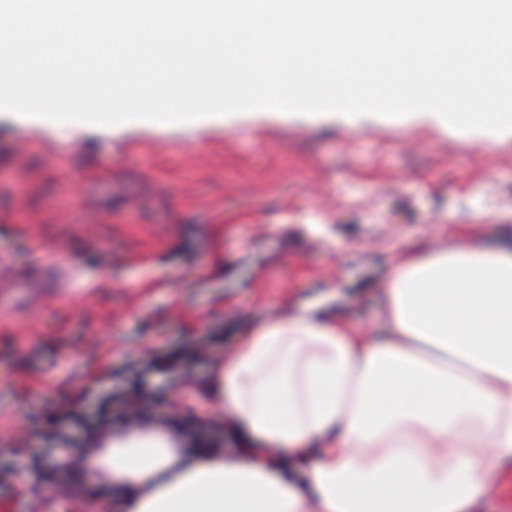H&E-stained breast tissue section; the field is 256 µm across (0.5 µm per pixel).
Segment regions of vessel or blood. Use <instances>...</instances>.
Returning a JSON list of instances; mask_svg holds the SVG:
<instances>
[{
  "instance_id": "b4317fda",
  "label": "vessel or blood",
  "mask_w": 512,
  "mask_h": 512,
  "mask_svg": "<svg viewBox=\"0 0 512 512\" xmlns=\"http://www.w3.org/2000/svg\"><path fill=\"white\" fill-rule=\"evenodd\" d=\"M67 279L61 261L36 259L24 275L10 278L8 288L0 289V320L60 295Z\"/></svg>"
}]
</instances>
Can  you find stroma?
<instances>
[{
	"mask_svg": "<svg viewBox=\"0 0 512 512\" xmlns=\"http://www.w3.org/2000/svg\"><path fill=\"white\" fill-rule=\"evenodd\" d=\"M512 241V131L428 112L273 110L88 133L0 114V273L76 268L34 317L0 321V512H73L62 456L136 389L192 436L236 453L212 369L241 336L317 306L375 331L396 259Z\"/></svg>",
	"mask_w": 512,
	"mask_h": 512,
	"instance_id": "stroma-1",
	"label": "stroma"
}]
</instances>
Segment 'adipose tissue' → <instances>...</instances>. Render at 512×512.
Returning a JSON list of instances; mask_svg holds the SVG:
<instances>
[{"label":"adipose tissue","mask_w":512,"mask_h":512,"mask_svg":"<svg viewBox=\"0 0 512 512\" xmlns=\"http://www.w3.org/2000/svg\"><path fill=\"white\" fill-rule=\"evenodd\" d=\"M379 321L380 338L311 314L250 331L215 370L237 455L134 429L84 483L120 512H471L512 480V243L405 254Z\"/></svg>","instance_id":"obj_1"}]
</instances>
